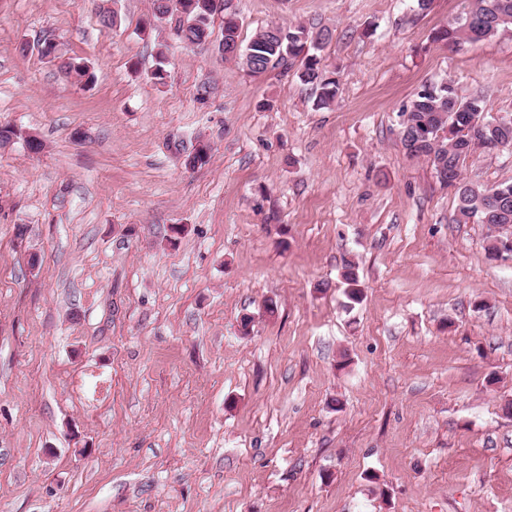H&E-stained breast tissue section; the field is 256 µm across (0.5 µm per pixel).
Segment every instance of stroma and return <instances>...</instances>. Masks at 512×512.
Wrapping results in <instances>:
<instances>
[{"label":"stroma","instance_id":"obj_1","mask_svg":"<svg viewBox=\"0 0 512 512\" xmlns=\"http://www.w3.org/2000/svg\"><path fill=\"white\" fill-rule=\"evenodd\" d=\"M466 5L229 0L245 43L330 31L318 109L223 14L187 45L152 0H0V125L43 144L0 146V512H512V255L400 142L427 82L512 115V31L433 39Z\"/></svg>","mask_w":512,"mask_h":512}]
</instances>
